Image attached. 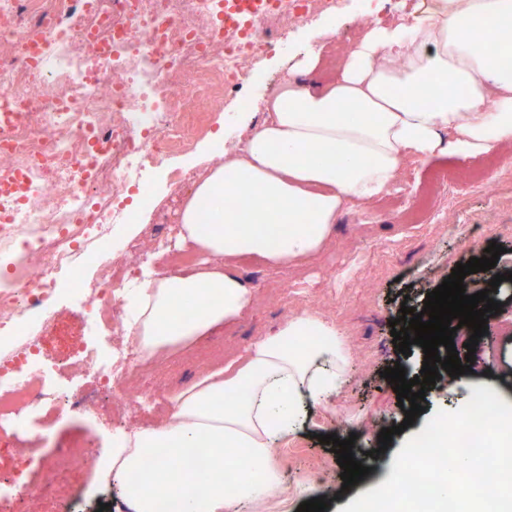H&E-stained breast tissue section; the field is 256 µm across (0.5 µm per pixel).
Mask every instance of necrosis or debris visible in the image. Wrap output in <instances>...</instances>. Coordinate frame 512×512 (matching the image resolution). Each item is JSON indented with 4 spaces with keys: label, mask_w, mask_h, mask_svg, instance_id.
Returning <instances> with one entry per match:
<instances>
[{
    "label": "necrosis or debris",
    "mask_w": 512,
    "mask_h": 512,
    "mask_svg": "<svg viewBox=\"0 0 512 512\" xmlns=\"http://www.w3.org/2000/svg\"><path fill=\"white\" fill-rule=\"evenodd\" d=\"M334 0H249L253 24L308 21ZM234 0H0V422L97 410L101 390L114 391L142 363L137 337L124 334L118 307L127 273L104 255L112 225L133 222L117 199L137 190L149 209L151 163L189 151L209 129L215 99L247 74L264 44L224 23ZM43 41L38 66L25 58ZM96 287L85 281L87 269ZM67 273L88 316L109 337L83 344L75 365L101 371L100 390L74 396L41 363L39 331L48 320L58 273ZM86 444L56 450L45 478L29 479L17 461L10 490L30 512H75L59 472L93 465Z\"/></svg>",
    "instance_id": "4bbe7bcc"
}]
</instances>
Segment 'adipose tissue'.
Returning <instances> with one entry per match:
<instances>
[{
    "instance_id": "ef3b65f1",
    "label": "adipose tissue",
    "mask_w": 512,
    "mask_h": 512,
    "mask_svg": "<svg viewBox=\"0 0 512 512\" xmlns=\"http://www.w3.org/2000/svg\"><path fill=\"white\" fill-rule=\"evenodd\" d=\"M495 28L494 49L475 34ZM306 50L265 105L262 121L195 183L179 222L183 245L209 257L188 273H150L126 295L127 328L148 356L209 335L242 316L255 293L233 269L242 256L301 265L321 253L349 205L383 196L407 162L469 160L512 144V0H420L399 21L370 25L330 79ZM284 230L271 236L266 212ZM215 215L205 224V215ZM205 297L180 318L179 295ZM313 345L293 346V339ZM343 333L315 314L288 319L256 341L237 368L206 372L176 393L170 420L118 433L100 479L122 482L134 512H239L279 484L271 444L294 432L305 402L328 404L344 383ZM204 452L213 478L173 476L168 459ZM235 471L232 489L224 474Z\"/></svg>"
}]
</instances>
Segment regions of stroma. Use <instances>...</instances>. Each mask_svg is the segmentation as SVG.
I'll list each match as a JSON object with an SVG mask.
<instances>
[{
	"label": "stroma",
	"instance_id": "obj_1",
	"mask_svg": "<svg viewBox=\"0 0 512 512\" xmlns=\"http://www.w3.org/2000/svg\"><path fill=\"white\" fill-rule=\"evenodd\" d=\"M361 1L376 22L406 14L418 2L339 0L295 27L277 22L266 25L261 39L268 43V50L248 76L225 93L209 133L191 151L168 157L155 167L157 209L139 213L136 233L119 225L111 258H124L141 237L168 233V225L160 223L157 214L180 210L185 199L172 183V171L195 178L212 166L217 145L234 143L243 126L260 117L264 98L275 91L303 48L322 46L331 52L346 41ZM243 99L248 102L244 108L239 105ZM493 158L484 169L485 181L495 186L493 193L475 186L441 193L431 198L418 220H411L409 212L421 198L430 173L464 165L463 160L450 156L413 163L386 196L348 208L339 219L334 239L309 262L272 268L256 257L241 259L237 272L257 295L251 309L222 331L165 352L154 361V373L164 376V388L172 395L200 373L193 360L197 351L219 349L223 362L243 361L254 341L305 313L321 315L343 332L352 359L345 386L328 405L309 407L297 430L273 444L272 459L280 470L281 485L263 504L246 505L241 512H296L302 502L321 496L328 503L326 512H346L351 499L368 491L371 479L366 476L355 486L344 487L337 456L323 443V435L354 438L355 449L363 452L380 449L376 467L386 471L408 437L420 433L436 411L462 407L474 387H488L512 404V352H504L501 332L502 324L512 322V147L494 152ZM493 242L503 247L495 266L504 277L495 296L502 309L488 313L490 331L479 339L470 372L455 378L441 375L425 394L423 413L412 426H404L403 433L393 435L388 448H381V430L403 425L404 419L394 386L382 373L398 365L411 379L419 375L424 361L419 345H411L406 355L397 351L391 321L399 318L402 306L421 307L427 292L441 285L456 264L482 257ZM87 320L84 309L68 292H58L51 324L41 334L46 358L60 361L72 346L86 339L90 334ZM126 425L122 414L107 407L92 413L72 410L48 433L32 428L19 432L16 448H24L28 471L37 481L41 457L50 449L82 440L102 457L111 454L113 434ZM65 480L75 493L78 512H97L103 501L109 505L107 512H130L119 485L99 494L96 472L73 470Z\"/></svg>",
	"mask_w": 512,
	"mask_h": 512
}]
</instances>
